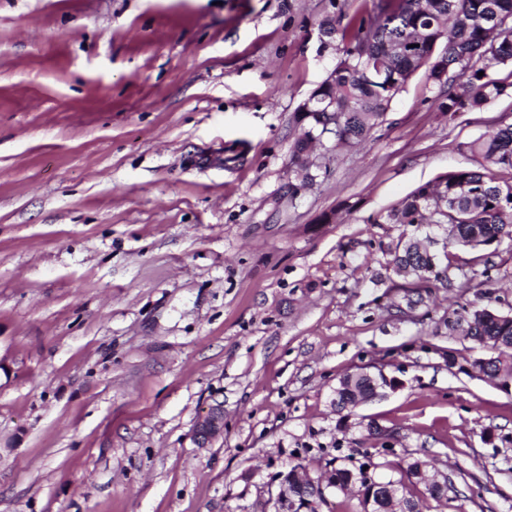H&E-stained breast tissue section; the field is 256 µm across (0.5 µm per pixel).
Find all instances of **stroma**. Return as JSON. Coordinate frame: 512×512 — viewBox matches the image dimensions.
Listing matches in <instances>:
<instances>
[{"mask_svg":"<svg viewBox=\"0 0 512 512\" xmlns=\"http://www.w3.org/2000/svg\"><path fill=\"white\" fill-rule=\"evenodd\" d=\"M362 7L0 0V512H264L278 473L384 442L447 475L423 512H512V391L463 372L483 351L444 325L512 311V240L420 298L395 249L446 233L388 219L478 167L462 145L512 99L451 118L417 72L302 180L295 115L338 57L318 22ZM361 368L400 385L341 420ZM224 431V409L221 405L211 407L196 422L194 440L199 448H207Z\"/></svg>","mask_w":512,"mask_h":512,"instance_id":"1","label":"stroma"}]
</instances>
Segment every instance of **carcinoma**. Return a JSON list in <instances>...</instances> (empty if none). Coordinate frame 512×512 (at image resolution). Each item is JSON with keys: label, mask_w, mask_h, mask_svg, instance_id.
Instances as JSON below:
<instances>
[{"label": "carcinoma", "mask_w": 512, "mask_h": 512, "mask_svg": "<svg viewBox=\"0 0 512 512\" xmlns=\"http://www.w3.org/2000/svg\"><path fill=\"white\" fill-rule=\"evenodd\" d=\"M328 38L338 39L339 59L335 75L313 91L309 110L296 113L300 133L291 163L311 179L306 157L312 144L328 142L336 149L354 147L382 125L397 95L414 72L427 67L429 84L443 96L441 111L453 118L458 112L481 110L512 96V72L499 76L498 68L512 65V38L496 39L490 32L498 25L512 28V0H369V7L350 17L329 18ZM465 151L482 160L478 169L448 172L434 184L416 188L393 211L397 224L448 225L445 267L417 240H409L395 253V269L412 266L410 288L418 296L430 294L436 283H448L453 250L474 254L505 238L512 240V180L497 178L495 170H512V125L463 144ZM448 335L459 333L491 352L485 360L474 358L468 366H480L499 381L512 378V317L497 310L462 306L445 320ZM378 382L358 379L340 395L341 406L369 394ZM359 465L333 467L340 482L366 488L367 472ZM411 488L424 486L425 494L439 499L428 483V462L420 458L406 469Z\"/></svg>", "instance_id": "obj_1"}]
</instances>
